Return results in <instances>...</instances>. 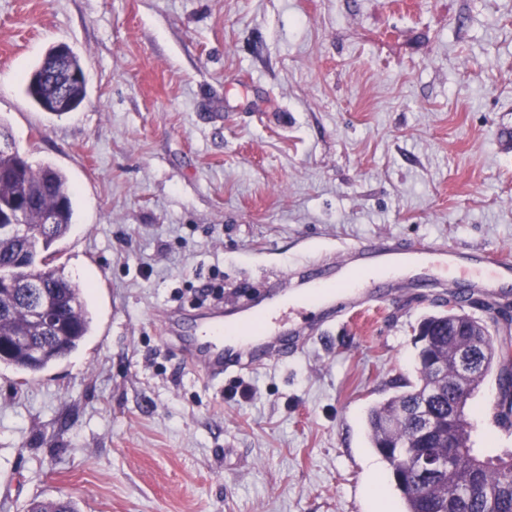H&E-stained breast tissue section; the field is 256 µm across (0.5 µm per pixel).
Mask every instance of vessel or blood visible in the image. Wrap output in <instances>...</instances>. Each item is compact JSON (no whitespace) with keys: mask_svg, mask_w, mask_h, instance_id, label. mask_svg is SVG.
I'll list each match as a JSON object with an SVG mask.
<instances>
[{"mask_svg":"<svg viewBox=\"0 0 512 512\" xmlns=\"http://www.w3.org/2000/svg\"><path fill=\"white\" fill-rule=\"evenodd\" d=\"M408 265L438 266L448 272L452 286L458 274H466L473 288L482 291L512 281V255L491 248L463 250L399 242L347 244L339 252L335 278L304 282L294 294L281 289L231 314L212 309L199 314L189 326L167 317L162 331L183 345L192 371L218 380L226 373L261 365L266 359L261 340L294 347L312 332L325 330L333 316L373 304L376 296L367 291L364 276L375 270L389 277Z\"/></svg>","mask_w":512,"mask_h":512,"instance_id":"vessel-or-blood-1","label":"vessel or blood"}]
</instances>
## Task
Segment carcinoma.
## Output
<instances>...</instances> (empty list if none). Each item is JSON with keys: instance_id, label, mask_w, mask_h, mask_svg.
<instances>
[{"instance_id": "cac0c4a2", "label": "carcinoma", "mask_w": 512, "mask_h": 512, "mask_svg": "<svg viewBox=\"0 0 512 512\" xmlns=\"http://www.w3.org/2000/svg\"><path fill=\"white\" fill-rule=\"evenodd\" d=\"M79 56L71 48L51 47L25 79V93L42 111L63 115L79 108L87 95L86 81L70 80L58 87L59 76L81 72ZM72 189L65 172L43 164L37 168L18 153L0 150V214L16 201L27 203L26 233L20 239L0 236V278H11L16 287L0 292V336L22 333L29 337L1 359L16 370L34 374L65 359L91 330L84 287L66 279L49 266L48 251L70 231L73 216ZM23 256L28 269L16 271L11 262ZM43 299L54 309L63 335L47 330L31 319L30 304ZM480 335L475 337L479 366L469 375L450 372L439 377L417 366L416 380L396 384L398 391L371 406L366 428L370 447L389 466L390 476L403 501V512H512V450L495 456L478 454L471 444V425L462 427V447L453 473L420 478L410 462L430 444L419 435L415 411L428 409L442 422L458 405L468 408L480 384L498 358V346L487 324L474 319ZM420 355L453 356L467 346L448 328V317L430 315L420 325ZM496 420L512 417V365L502 364ZM28 512H78L70 501L33 503Z\"/></svg>"}]
</instances>
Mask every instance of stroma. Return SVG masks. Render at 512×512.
<instances>
[{"instance_id":"1","label":"stroma","mask_w":512,"mask_h":512,"mask_svg":"<svg viewBox=\"0 0 512 512\" xmlns=\"http://www.w3.org/2000/svg\"><path fill=\"white\" fill-rule=\"evenodd\" d=\"M54 44L87 97L61 116L23 78ZM0 124L73 189L54 267L92 331L21 376L0 363V512H401L367 409L415 376L418 274L258 368L211 381L162 334L284 276L325 277L341 242L512 251V0H0ZM489 374L481 455L512 450Z\"/></svg>"}]
</instances>
